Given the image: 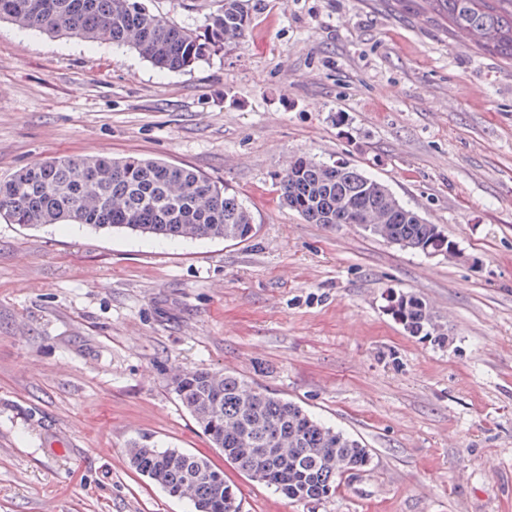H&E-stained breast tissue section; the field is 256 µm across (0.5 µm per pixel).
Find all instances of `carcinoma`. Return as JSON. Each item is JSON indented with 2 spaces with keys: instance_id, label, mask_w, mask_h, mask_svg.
I'll return each instance as SVG.
<instances>
[{
  "instance_id": "cac0c4a2",
  "label": "carcinoma",
  "mask_w": 512,
  "mask_h": 512,
  "mask_svg": "<svg viewBox=\"0 0 512 512\" xmlns=\"http://www.w3.org/2000/svg\"><path fill=\"white\" fill-rule=\"evenodd\" d=\"M199 31L148 9L144 0H0V21L22 29L126 46L153 65L183 70L243 43L250 0H220ZM454 32L512 62V0H434ZM282 201L309 224H358L369 236L425 256L457 254L441 227L406 208L381 181L347 163L295 155L278 180ZM0 214L27 228L85 224L170 239L241 243L254 218L238 196L199 172L147 158H50L0 183ZM389 311L411 336L445 340L420 297H390ZM174 391L214 448L258 482L293 501L333 496L371 463L370 449L303 407L222 370H182ZM129 463L194 512H239L224 473L203 455L131 442Z\"/></svg>"
}]
</instances>
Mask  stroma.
I'll use <instances>...</instances> for the list:
<instances>
[{
    "label": "stroma",
    "instance_id": "35a3bbf8",
    "mask_svg": "<svg viewBox=\"0 0 512 512\" xmlns=\"http://www.w3.org/2000/svg\"><path fill=\"white\" fill-rule=\"evenodd\" d=\"M239 47L181 71L0 22V181L146 156L235 191L256 233L170 240L0 215V512H192L131 468L145 435L224 469L241 512H512V65L434 0H252ZM194 30L218 0H148ZM346 162L440 225L454 259L307 223L291 156ZM399 293L445 340L410 336ZM226 370L363 441L294 502L210 447L175 370ZM389 311L410 336L430 338L434 342L445 340L428 304L420 297L399 294L390 297Z\"/></svg>",
    "mask_w": 512,
    "mask_h": 512
}]
</instances>
